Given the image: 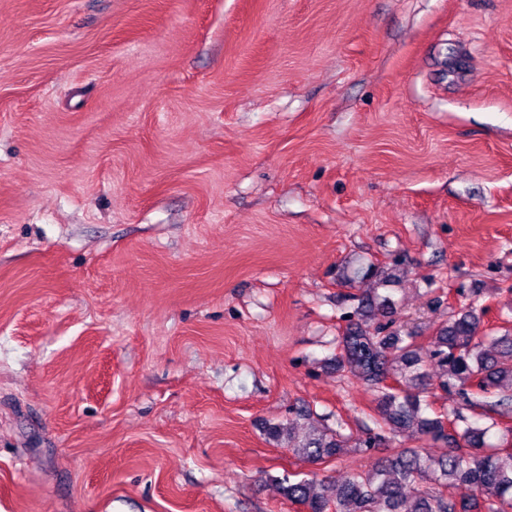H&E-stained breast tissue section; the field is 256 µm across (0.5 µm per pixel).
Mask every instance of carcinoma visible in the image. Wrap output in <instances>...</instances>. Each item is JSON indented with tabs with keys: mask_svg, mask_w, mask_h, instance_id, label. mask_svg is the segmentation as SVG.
<instances>
[{
	"mask_svg": "<svg viewBox=\"0 0 512 512\" xmlns=\"http://www.w3.org/2000/svg\"><path fill=\"white\" fill-rule=\"evenodd\" d=\"M396 301L373 289L357 297L353 317L339 336L336 370L349 372L377 393L376 423L366 438L341 428L302 438L296 448L312 465L326 463L343 449L373 448L385 434L405 441L441 442L446 453L433 458L404 446L376 460L371 469L341 484L313 477L283 478L288 501L306 512H512V428L499 429L500 444L488 442L489 428L477 422L445 430L447 415L428 413L427 394L457 390L479 416L512 411V331L485 326L489 307L462 309L433 336L424 350L416 336L395 326ZM265 423L267 437L292 443L294 420Z\"/></svg>",
	"mask_w": 512,
	"mask_h": 512,
	"instance_id": "obj_1",
	"label": "carcinoma"
}]
</instances>
